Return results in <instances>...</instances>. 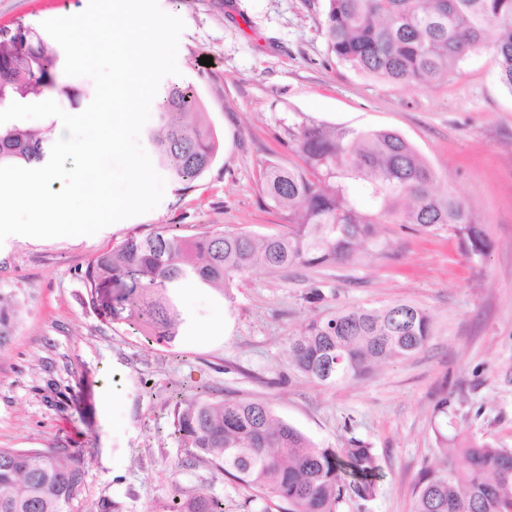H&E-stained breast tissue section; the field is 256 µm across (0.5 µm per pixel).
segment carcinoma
<instances>
[{
	"label": "carcinoma",
	"mask_w": 512,
	"mask_h": 512,
	"mask_svg": "<svg viewBox=\"0 0 512 512\" xmlns=\"http://www.w3.org/2000/svg\"><path fill=\"white\" fill-rule=\"evenodd\" d=\"M324 27L339 62L395 83L445 82L470 53L488 48L499 81L512 91V0H328ZM49 91L72 106L85 94L57 77L55 53L36 26L0 27V109L38 103ZM156 112L157 127L146 134L151 157L188 190L211 166L218 141L190 84L165 87ZM293 141L303 166L269 164L262 176L263 193L288 213V232L183 236L165 227L130 236L82 274L87 306L169 344L184 323L174 301L182 285L223 293L255 269L349 263L386 250L378 224L446 227L472 254L489 250L468 205L452 191H435L433 171L398 133L305 125ZM49 149L40 130L18 120L0 125V166L40 164ZM21 311L17 296L0 294L1 349ZM429 335L428 316L409 303L337 308L289 337L288 359L297 375L332 386L419 353ZM173 435L224 475L288 505L287 512H338L345 494L369 501L378 492L374 449L357 439L346 448L320 447L263 402L184 395ZM461 455L458 467L421 473L414 512H512V448L470 442ZM84 475L73 452L0 448V512H75ZM169 512H224V501L207 493L176 497Z\"/></svg>",
	"instance_id": "cac0c4a2"
}]
</instances>
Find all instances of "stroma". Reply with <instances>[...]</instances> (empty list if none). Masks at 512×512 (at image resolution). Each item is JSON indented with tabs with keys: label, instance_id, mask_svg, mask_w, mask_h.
I'll return each mask as SVG.
<instances>
[{
	"label": "stroma",
	"instance_id": "1",
	"mask_svg": "<svg viewBox=\"0 0 512 512\" xmlns=\"http://www.w3.org/2000/svg\"><path fill=\"white\" fill-rule=\"evenodd\" d=\"M88 0H0V25L83 11ZM161 9L185 29L177 64L196 89L220 149L190 190L166 183L154 210L90 237L0 243V292L25 319L0 349V448H64L84 461L79 505L102 498L119 512H168L173 497L207 493L225 512H282L181 448L178 392L265 401L275 418L318 445L352 439L374 449L376 497L339 512H413L424 469L459 464L476 439L512 448V92L489 50L472 53L447 83L395 84L358 74L327 51V0H188ZM212 59L211 66L200 57ZM304 125L392 130L471 208L491 246L476 256L454 232L382 224L388 255L323 269L255 270L228 295L184 285L185 323L174 344H148L84 302L81 272L127 236L173 226L255 235L287 230L261 189L269 162L296 168L291 134ZM319 302H311L312 291ZM407 302L430 319L424 350L365 378L319 385L291 373L288 338L338 308ZM448 401L447 418L435 405Z\"/></svg>",
	"mask_w": 512,
	"mask_h": 512
}]
</instances>
